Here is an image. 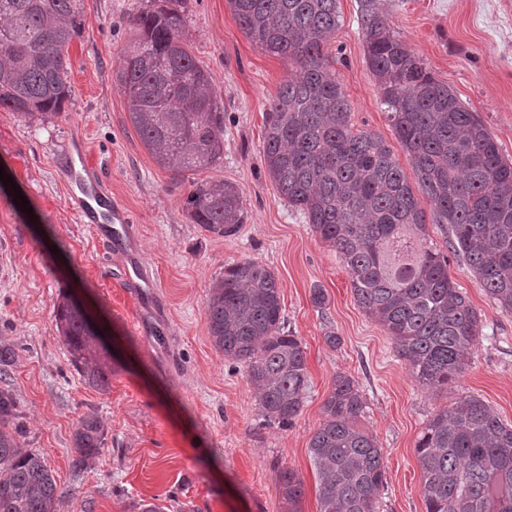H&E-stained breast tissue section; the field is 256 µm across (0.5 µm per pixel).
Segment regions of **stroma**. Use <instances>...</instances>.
<instances>
[{"instance_id": "obj_1", "label": "stroma", "mask_w": 512, "mask_h": 512, "mask_svg": "<svg viewBox=\"0 0 512 512\" xmlns=\"http://www.w3.org/2000/svg\"><path fill=\"white\" fill-rule=\"evenodd\" d=\"M141 3L82 0V30L68 50L71 95L61 112L30 121L0 108V168L14 180L0 183V345L16 353L8 383L25 427L20 448L44 458L63 493L58 512H140L156 498L167 512H287L278 488L284 467L304 484L299 512H319L308 443L337 375L345 374L359 384L366 399L361 424L383 450L387 484L377 512H425L414 444L430 416L471 393L512 424V312L451 250L446 225H428L430 242L447 255L452 280L484 328L466 372L448 389L415 379L391 336L357 305L339 256L266 171L264 117L292 68L245 36L228 0L185 2L189 51L210 73L224 109V158L182 177L159 167L113 80L121 52L134 42L129 20ZM383 4L395 34L512 161V0ZM337 7L340 25L328 51L353 129L394 145L414 178L367 63L359 0H338ZM79 138L108 174L113 199L134 219L137 251L166 302L162 337L139 328V300L124 281L123 257L69 203L59 155ZM202 179L239 187L247 220L237 235H212L188 218L191 183ZM18 189L32 213L14 204ZM245 260L275 272L285 329L305 346L310 389L288 428L263 424L244 365L225 361L210 339L209 288L225 267ZM316 288L327 295L324 307L312 301ZM66 296L104 328L113 357L107 390L88 385L70 361L55 317ZM331 332L341 339L334 348L325 341ZM90 415L102 421L106 445L80 470L73 434Z\"/></svg>"}]
</instances>
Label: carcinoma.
Segmentation results:
<instances>
[{
    "instance_id": "obj_1",
    "label": "carcinoma",
    "mask_w": 512,
    "mask_h": 512,
    "mask_svg": "<svg viewBox=\"0 0 512 512\" xmlns=\"http://www.w3.org/2000/svg\"><path fill=\"white\" fill-rule=\"evenodd\" d=\"M247 38L295 69L265 114L263 158L288 206L336 251L357 304L392 337L418 381L442 389L469 366L483 323L448 274V258L428 242L426 212L392 148L352 131L328 45L337 0H228ZM366 56L395 138L453 251L479 284L512 312V162L481 120L439 81L389 27L379 0H360ZM135 43L114 79L129 119L155 162L176 175L224 158V109L212 78L188 50L182 0H143L130 18ZM82 28L80 0H0V108L29 120L61 112L70 96L66 54ZM193 223L217 237L236 235L246 209L237 185L194 181L186 199ZM206 315L224 359L242 363L260 417L287 428L310 388L306 352L285 330L280 287L267 266L231 265L209 290ZM56 321L71 361L105 390L112 368L98 353L82 308L59 303ZM366 401L339 374L324 399L308 451L319 512H376L385 488L383 452L359 426ZM18 400L0 388V512H57L62 494L43 457L22 450ZM105 428L84 417L73 435L75 465L104 447ZM415 450L426 512H512V425L478 396L465 394L434 413ZM282 500L296 507L303 484L279 472Z\"/></svg>"
}]
</instances>
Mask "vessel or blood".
Masks as SVG:
<instances>
[{
    "label": "vessel or blood",
    "instance_id": "b4317fda",
    "mask_svg": "<svg viewBox=\"0 0 512 512\" xmlns=\"http://www.w3.org/2000/svg\"><path fill=\"white\" fill-rule=\"evenodd\" d=\"M66 153L71 157L68 180L72 203L83 223L92 225L95 233L109 243L113 252L126 258L125 279L142 300L139 320L144 324L156 323L163 300L136 252L131 216L124 209L113 205L103 176L88 163L80 143L71 144Z\"/></svg>",
    "mask_w": 512,
    "mask_h": 512
}]
</instances>
